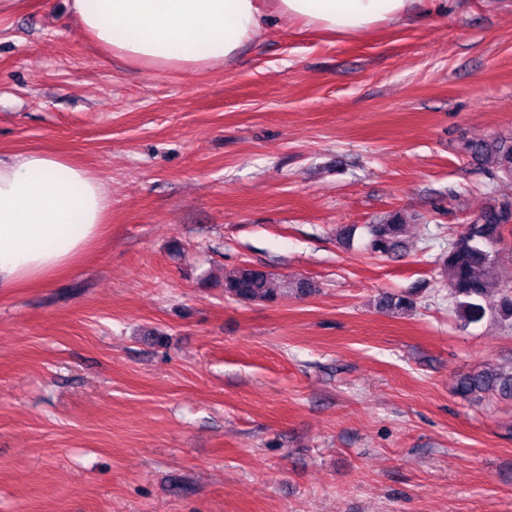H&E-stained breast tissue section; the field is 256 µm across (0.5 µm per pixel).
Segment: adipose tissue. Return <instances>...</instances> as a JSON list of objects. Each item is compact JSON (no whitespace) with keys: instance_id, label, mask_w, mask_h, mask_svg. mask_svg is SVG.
Here are the masks:
<instances>
[{"instance_id":"adipose-tissue-1","label":"adipose tissue","mask_w":512,"mask_h":512,"mask_svg":"<svg viewBox=\"0 0 512 512\" xmlns=\"http://www.w3.org/2000/svg\"><path fill=\"white\" fill-rule=\"evenodd\" d=\"M422 0H72L78 23L145 71L234 57L280 15L339 38L402 21ZM110 200L88 169L48 151L0 157V293L51 282L103 236Z\"/></svg>"}]
</instances>
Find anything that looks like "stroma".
<instances>
[{
	"mask_svg": "<svg viewBox=\"0 0 512 512\" xmlns=\"http://www.w3.org/2000/svg\"><path fill=\"white\" fill-rule=\"evenodd\" d=\"M441 5L346 39L276 15L158 73L71 0H0V154L112 200L77 266L0 295V512H512V401L453 392L512 334L459 321L435 262L512 196L460 151L512 135V0ZM391 211L405 251L371 257ZM244 264L316 290L226 297Z\"/></svg>",
	"mask_w": 512,
	"mask_h": 512,
	"instance_id": "1",
	"label": "stroma"
}]
</instances>
